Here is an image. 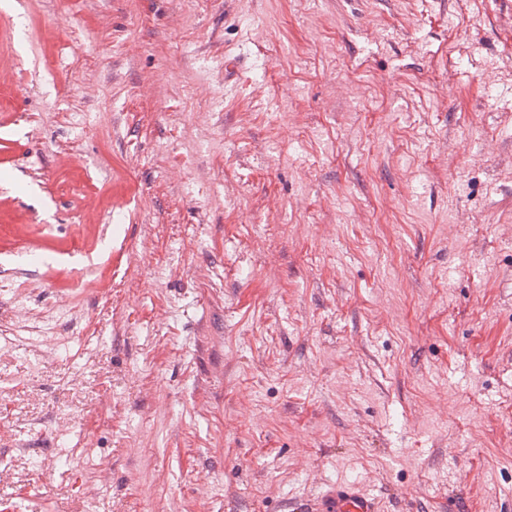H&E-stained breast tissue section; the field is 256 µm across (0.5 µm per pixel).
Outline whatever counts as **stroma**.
<instances>
[{
	"mask_svg": "<svg viewBox=\"0 0 512 512\" xmlns=\"http://www.w3.org/2000/svg\"><path fill=\"white\" fill-rule=\"evenodd\" d=\"M0 512H512V0L0 6ZM378 501L365 494L357 484L336 483L307 507H292L297 512H378Z\"/></svg>",
	"mask_w": 512,
	"mask_h": 512,
	"instance_id": "1",
	"label": "stroma"
}]
</instances>
